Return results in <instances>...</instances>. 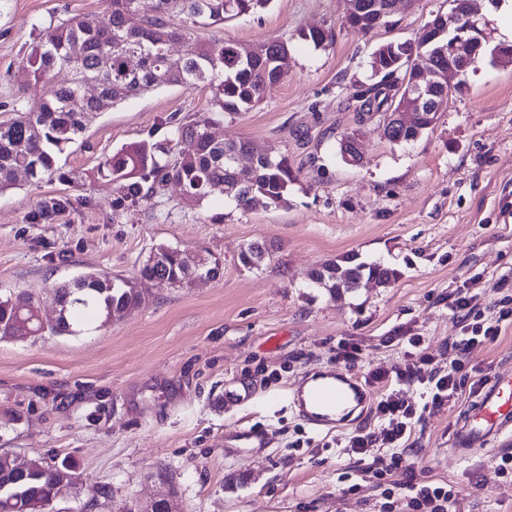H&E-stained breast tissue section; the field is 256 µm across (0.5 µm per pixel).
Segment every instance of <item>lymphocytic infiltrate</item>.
<instances>
[{
	"mask_svg": "<svg viewBox=\"0 0 512 512\" xmlns=\"http://www.w3.org/2000/svg\"><path fill=\"white\" fill-rule=\"evenodd\" d=\"M498 312L486 315L477 295L457 293L452 301L461 325V334L452 346L461 358H468L475 345L494 343L502 333L504 322L512 320V296L497 300ZM422 339L407 337L408 349L402 365L389 371L366 374L367 386L380 391L372 413L379 422L377 431H352L337 440V447L351 456L365 458L360 478L380 484L391 470L402 462L409 452L408 440L415 424L420 422L427 408L438 409L461 396L465 387L459 366L443 368L420 350ZM423 385L429 397L428 406H420L407 395L408 386ZM404 496L407 512H448L455 491L453 486L419 485L407 483Z\"/></svg>",
	"mask_w": 512,
	"mask_h": 512,
	"instance_id": "obj_1",
	"label": "lymphocytic infiltrate"
}]
</instances>
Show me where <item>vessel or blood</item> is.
<instances>
[{
	"mask_svg": "<svg viewBox=\"0 0 512 512\" xmlns=\"http://www.w3.org/2000/svg\"><path fill=\"white\" fill-rule=\"evenodd\" d=\"M299 419L316 431L333 432L363 415L371 394L361 380L340 368L306 374L291 393ZM512 431V374L487 385L459 414L448 445L454 453L472 455L489 449Z\"/></svg>",
	"mask_w": 512,
	"mask_h": 512,
	"instance_id": "b4317fda",
	"label": "vessel or blood"
}]
</instances>
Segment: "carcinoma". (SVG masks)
<instances>
[{"mask_svg": "<svg viewBox=\"0 0 512 512\" xmlns=\"http://www.w3.org/2000/svg\"><path fill=\"white\" fill-rule=\"evenodd\" d=\"M110 21L99 26L86 18H68L46 28L40 41L18 67L17 80H50L66 71L70 77L51 98L36 104H13L0 113V193L15 187L18 172L40 182L58 174L56 160L84 134L98 113L134 96L172 85L202 86L212 93V112L192 121H168L170 138L164 143L140 142L105 158L95 176L115 186L120 200L137 204L148 201L173 183L187 199L201 203L224 196L235 182L234 169L225 155L251 142L222 140L209 134L224 114L250 110L260 103L265 88L281 81L287 72L280 68L284 42L263 44L265 55L246 59L239 44L209 43L199 38L196 28L221 25L225 21L257 13L271 0H154L152 13L138 25H126L138 9V0H105ZM304 41L324 48L333 40L332 31L303 32ZM182 52L174 53V46ZM379 65L387 78L384 87H372L358 95L360 112H379L394 105L404 73H395L391 54L380 52ZM192 142L189 151L177 149L180 141ZM295 176L288 158L270 162L256 157L252 184L236 191L225 202L246 211L258 204L278 207L288 203ZM63 201H45L33 213L39 223L51 221ZM273 248L263 241L243 247L242 266L259 268L273 259ZM189 260L178 248L160 246L150 253L140 273L170 287L189 285L184 274ZM395 270L377 263L355 262L352 257L329 260L312 272V282L333 290L355 291L363 281L379 284L395 278ZM59 306L51 326L57 335H76L97 318L109 320L112 313L143 305L141 293L105 273H88L73 283L54 289ZM39 301L27 293L0 296V336H13L20 324L33 318ZM77 476L67 459L47 461L25 456L0 461V498L10 503V512H44L54 499L74 488Z\"/></svg>", "mask_w": 512, "mask_h": 512, "instance_id": "obj_1", "label": "carcinoma"}]
</instances>
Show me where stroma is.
I'll return each instance as SVG.
<instances>
[{"label": "stroma", "instance_id": "obj_1", "mask_svg": "<svg viewBox=\"0 0 512 512\" xmlns=\"http://www.w3.org/2000/svg\"><path fill=\"white\" fill-rule=\"evenodd\" d=\"M447 7L413 0L399 5L392 27L365 36L345 25L344 0H271L256 14L198 28L205 40L287 43V76L257 107L211 128L287 157L296 176L287 205L244 212L219 196L198 205L174 184L150 201L120 204L112 183L94 178L122 148L163 141L170 117L211 111L208 89L182 85L97 114L60 156L62 177L21 175L0 193L1 295L39 298L47 322L56 317L53 288L87 272L133 281L145 298L76 335L0 339V457L76 466L75 488L46 512H142L164 495L178 512H406L411 481L454 486L450 512H512V484L496 471L512 434L466 459L448 449L469 394L413 427L417 453L391 472L389 498L358 483L361 464L337 448L338 433L310 432L285 400L312 368L338 364L361 377L398 366L402 332L449 364L457 291L487 307L512 295V67L486 60L456 76L459 92L409 144L390 142L380 115L357 110L356 94L376 81L369 61L377 46L415 39ZM74 16L108 22L103 0H0V106L52 96L64 74L23 91L14 75L40 32ZM314 26L332 29L333 44L303 41ZM346 132L358 135L363 165L342 161ZM52 199L65 209L34 223V210ZM257 239L274 246V257L244 269L239 252ZM162 245L218 260L217 276L183 288L143 278V262ZM352 255L398 275L335 295L314 287V268ZM343 341L358 345L356 361L337 362ZM465 366L474 380L511 373L512 325ZM273 372L279 381L267 383ZM242 425L267 436L268 447H241L234 432Z\"/></svg>", "mask_w": 512, "mask_h": 512}]
</instances>
